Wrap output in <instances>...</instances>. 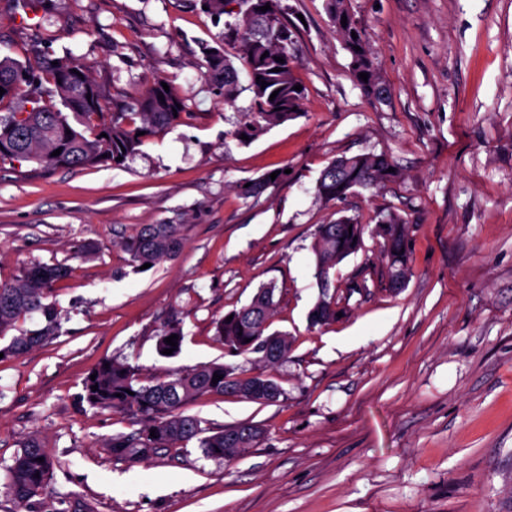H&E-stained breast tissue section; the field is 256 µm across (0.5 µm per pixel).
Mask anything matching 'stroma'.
I'll use <instances>...</instances> for the list:
<instances>
[{"label":"stroma","instance_id":"1","mask_svg":"<svg viewBox=\"0 0 512 512\" xmlns=\"http://www.w3.org/2000/svg\"><path fill=\"white\" fill-rule=\"evenodd\" d=\"M376 51L387 101L365 95L325 0H281L298 57L299 117L247 146L230 138L252 103L226 106L199 45L223 25L191 0H35L32 19L0 0V59L71 56L131 105L168 80L192 119L122 166L43 172L0 165V280L63 264L60 337L0 361V512H20L6 469L35 432L58 464L45 505L95 512H512V0H347ZM386 154L385 185L333 204L316 184L334 159ZM276 171L257 197L239 184ZM393 210L411 227L410 275L381 281L379 242L331 273L346 315L322 327L311 251L317 225ZM137 224H180L173 260L134 269L119 246ZM364 270L368 290L347 294ZM275 283L271 330L294 339L259 404L206 396L185 408L266 436L232 462L196 443L131 464L106 448L128 416L81 402L105 358L154 377L229 357L213 321ZM184 341L159 356L171 315ZM171 334H176L178 336V340H175V341H177V347H172L171 345H168L167 343L164 342V339L171 336ZM182 340H183V333H182L180 318L178 317V315H173L169 319V321L165 324L162 332L159 335V340H158V344H157V349H158L159 354L162 357H167V358L177 355L181 351ZM171 348H174V351L172 352L171 355L162 354V351L164 349H171Z\"/></svg>","mask_w":512,"mask_h":512}]
</instances>
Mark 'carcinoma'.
<instances>
[{
	"mask_svg": "<svg viewBox=\"0 0 512 512\" xmlns=\"http://www.w3.org/2000/svg\"><path fill=\"white\" fill-rule=\"evenodd\" d=\"M206 13L218 18L229 15L224 37L215 46L205 45L203 56L207 69L220 83L224 104L233 105L241 87L232 58L241 60L253 93L250 111L244 113L233 135L253 140L261 132L295 118L301 107L303 91L294 90L297 59L288 51L291 42L288 27L281 22L280 0H197ZM270 10L260 11L265 5ZM332 24L351 54L354 77L361 88L379 101H385L375 63V52L354 22L347 0H326ZM347 25H342V17ZM357 38H352V34ZM360 50H355V47ZM281 57L284 62L275 61ZM80 72V81L71 83L67 76ZM368 74V81L359 73ZM0 165L8 162H34L44 171L75 167H96L107 162L121 166L138 153L149 138L185 122L184 100L174 87L164 90L156 79L127 111H113L112 98L88 75L78 60L59 58L22 65L10 58L0 59ZM266 84L257 82V79ZM275 99H270L272 93ZM164 99H158V95ZM61 150L57 156L55 150ZM392 161L384 154H360L332 161L321 173L316 185L318 197L326 202L343 200L358 188L376 187L398 177L389 171ZM375 224L355 216H340L316 227L311 250L315 255L314 277L320 285L318 300L308 319L313 327L338 319L342 311L336 294L329 293L330 274L338 263L363 247L364 234L380 240L381 279L389 287H405L409 277V224L400 214L389 211L375 216ZM120 245L129 255L131 266L155 265L177 258L184 246L182 224H137L131 233L120 237ZM68 275L61 264H37L10 281L0 282V353L3 358H18L57 338L61 333L59 312L53 300L56 282ZM276 285L261 286L251 301L215 320V336L231 356L261 355L265 366L274 368L286 362L292 349L288 333L269 331L275 306ZM32 313L42 317V327L27 330L20 320ZM231 321H226L227 317ZM177 335L181 351L183 333L180 318L172 316L163 327L158 351L170 348L164 339ZM250 342H245V339ZM95 379L85 378L82 399L89 406L130 416L139 428L112 436L106 444L112 456L132 463L140 462L160 450L183 448L196 441L204 456L234 461L239 454L257 443L264 430L253 423H239L230 428L214 427L203 419L184 414L192 401L210 395L231 394L249 399L258 385L273 388L277 396L284 390L271 374H254L241 365L210 363L171 372L164 377L147 376L138 365L126 360H103L93 369ZM222 376L212 382L214 374ZM98 385V390L91 386ZM155 436H150V431ZM44 461H38V458ZM55 467L42 439L29 434L7 467L6 490L19 508L34 512V506L48 486Z\"/></svg>",
	"mask_w": 512,
	"mask_h": 512,
	"instance_id": "1",
	"label": "carcinoma"
}]
</instances>
